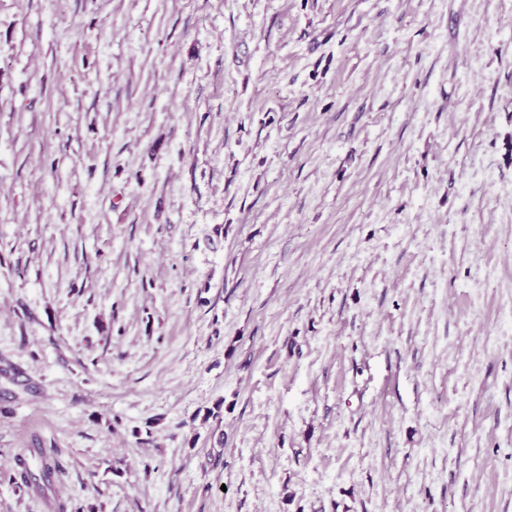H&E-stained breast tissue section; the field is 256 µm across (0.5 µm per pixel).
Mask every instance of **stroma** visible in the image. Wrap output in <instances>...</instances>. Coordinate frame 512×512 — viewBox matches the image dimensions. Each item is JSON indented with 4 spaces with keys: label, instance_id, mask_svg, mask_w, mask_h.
<instances>
[{
    "label": "stroma",
    "instance_id": "35a3bbf8",
    "mask_svg": "<svg viewBox=\"0 0 512 512\" xmlns=\"http://www.w3.org/2000/svg\"><path fill=\"white\" fill-rule=\"evenodd\" d=\"M59 501L512 512V0H0V512ZM29 459H35L36 471L32 469V463ZM59 465L51 460L44 452L43 448H27L21 457H17V470L13 469V474L9 476L10 481L19 478L29 487L36 491L51 489L54 485L53 477L57 472Z\"/></svg>",
    "mask_w": 512,
    "mask_h": 512
}]
</instances>
